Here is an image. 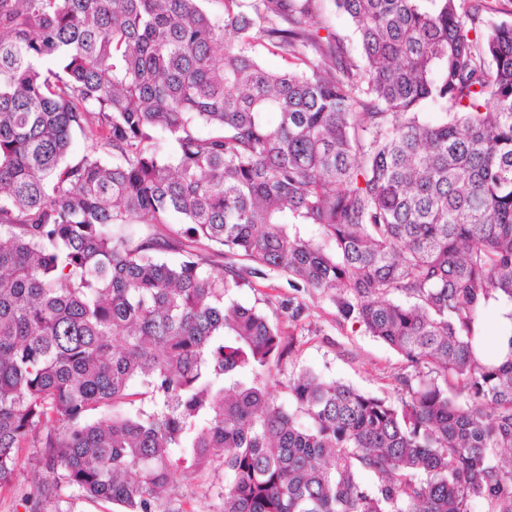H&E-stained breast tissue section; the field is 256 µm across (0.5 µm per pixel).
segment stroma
<instances>
[{
	"mask_svg": "<svg viewBox=\"0 0 512 512\" xmlns=\"http://www.w3.org/2000/svg\"><path fill=\"white\" fill-rule=\"evenodd\" d=\"M201 253L214 270H224L231 263L246 274L247 284L234 293L235 302L255 307L278 324L284 335L293 336L290 353L273 365L267 382L277 402L289 404V385L304 371L391 398L398 396L401 378H415L414 369L402 356L339 315L333 295L297 293L279 272L252 273L248 260L220 254L215 248H202ZM292 298L304 305V313L296 322L288 319L287 305ZM31 457V449H20L14 478L0 489V512H29L26 498L32 485L42 478ZM223 487L224 469L217 465L192 475L174 473L169 494L185 512H219Z\"/></svg>",
	"mask_w": 512,
	"mask_h": 512,
	"instance_id": "1",
	"label": "stroma"
}]
</instances>
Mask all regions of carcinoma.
I'll return each mask as SVG.
<instances>
[{
    "mask_svg": "<svg viewBox=\"0 0 512 512\" xmlns=\"http://www.w3.org/2000/svg\"><path fill=\"white\" fill-rule=\"evenodd\" d=\"M206 2L0 0V487L32 448L31 512L67 487L184 512L173 473L216 461L221 512H512V311L494 352L482 321L512 306V22ZM197 245L335 294L425 377L388 400L306 371L277 403L291 343Z\"/></svg>",
    "mask_w": 512,
    "mask_h": 512,
    "instance_id": "carcinoma-1",
    "label": "carcinoma"
}]
</instances>
